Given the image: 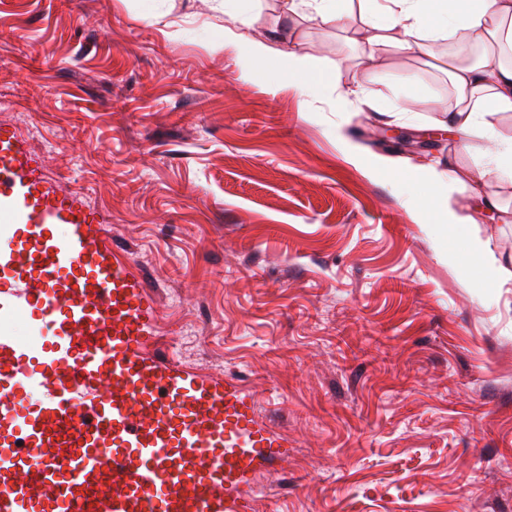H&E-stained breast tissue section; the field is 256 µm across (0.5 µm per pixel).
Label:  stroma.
Wrapping results in <instances>:
<instances>
[{
    "label": "stroma",
    "mask_w": 512,
    "mask_h": 512,
    "mask_svg": "<svg viewBox=\"0 0 512 512\" xmlns=\"http://www.w3.org/2000/svg\"><path fill=\"white\" fill-rule=\"evenodd\" d=\"M283 4L239 0L244 25L211 0H0V134L131 259L160 354L241 382L288 439L246 488L256 512H512V287H474L457 244L487 243L512 276V182L442 131L443 72L367 60L320 21L285 24ZM227 28L272 64L214 48ZM293 49L369 101L300 96ZM402 131L431 147L400 150ZM430 164L459 178L461 235L408 205Z\"/></svg>",
    "instance_id": "stroma-1"
}]
</instances>
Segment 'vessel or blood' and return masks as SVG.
Returning a JSON list of instances; mask_svg holds the SVG:
<instances>
[{
    "label": "vessel or blood",
    "mask_w": 512,
    "mask_h": 512,
    "mask_svg": "<svg viewBox=\"0 0 512 512\" xmlns=\"http://www.w3.org/2000/svg\"><path fill=\"white\" fill-rule=\"evenodd\" d=\"M0 222V317L29 310L47 329L33 347L0 338V512H254L244 487L287 439L237 381L155 353L143 278L14 136Z\"/></svg>",
    "instance_id": "1"
}]
</instances>
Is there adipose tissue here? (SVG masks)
Here are the masks:
<instances>
[{
	"label": "adipose tissue",
	"mask_w": 512,
	"mask_h": 512,
	"mask_svg": "<svg viewBox=\"0 0 512 512\" xmlns=\"http://www.w3.org/2000/svg\"><path fill=\"white\" fill-rule=\"evenodd\" d=\"M288 17L321 19L352 31L375 54L414 51L459 33L479 46L473 57H449L446 74L453 101L446 123L462 148L477 149L479 176L512 179V140L486 135L488 117L512 114V0H286Z\"/></svg>",
	"instance_id": "adipose-tissue-1"
}]
</instances>
